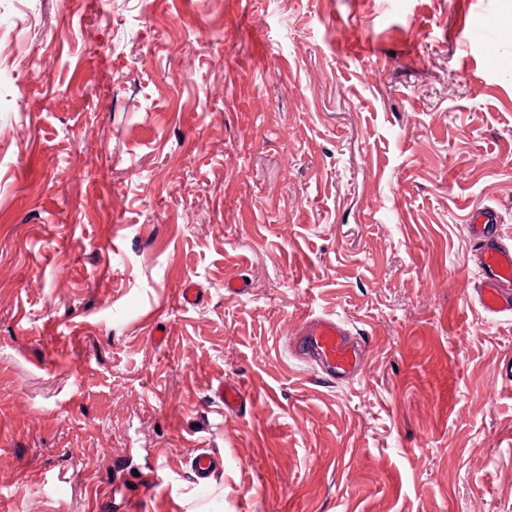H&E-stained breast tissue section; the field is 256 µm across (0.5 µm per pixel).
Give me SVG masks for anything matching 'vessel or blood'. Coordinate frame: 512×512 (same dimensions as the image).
Instances as JSON below:
<instances>
[{"label": "vessel or blood", "mask_w": 512, "mask_h": 512, "mask_svg": "<svg viewBox=\"0 0 512 512\" xmlns=\"http://www.w3.org/2000/svg\"><path fill=\"white\" fill-rule=\"evenodd\" d=\"M474 260L482 269L477 302L491 317L512 316V240L500 232L498 214L483 206L473 212L468 226ZM291 348L300 358L320 364L330 378L345 379L362 363V347L331 315H309L300 323ZM192 466L198 485L224 468V460L198 449Z\"/></svg>", "instance_id": "obj_1"}]
</instances>
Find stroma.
<instances>
[{
	"instance_id": "1",
	"label": "stroma",
	"mask_w": 512,
	"mask_h": 512,
	"mask_svg": "<svg viewBox=\"0 0 512 512\" xmlns=\"http://www.w3.org/2000/svg\"><path fill=\"white\" fill-rule=\"evenodd\" d=\"M509 68L512 0H0V512H512ZM473 241L474 261L482 269L477 302L492 318L512 316V240L500 233L498 214L491 206H482L471 215L468 224ZM290 346L302 359L320 364L330 378L345 379L362 363V347L331 315H307ZM192 466L198 485L204 486L213 475L224 469V458L199 448L193 457Z\"/></svg>"
}]
</instances>
